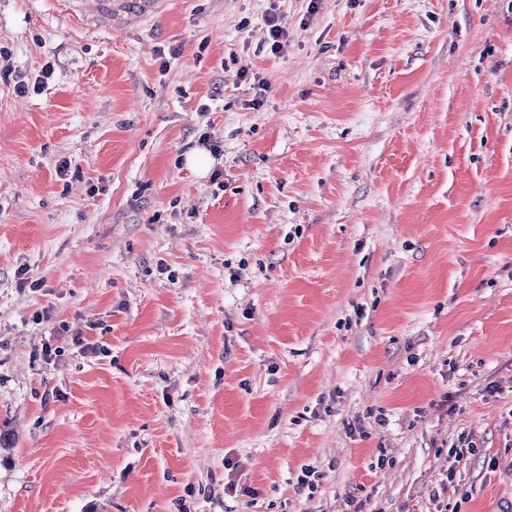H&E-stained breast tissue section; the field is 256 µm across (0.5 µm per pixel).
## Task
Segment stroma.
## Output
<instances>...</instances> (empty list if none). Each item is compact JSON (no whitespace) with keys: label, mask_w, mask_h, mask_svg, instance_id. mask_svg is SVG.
Instances as JSON below:
<instances>
[{"label":"stroma","mask_w":512,"mask_h":512,"mask_svg":"<svg viewBox=\"0 0 512 512\" xmlns=\"http://www.w3.org/2000/svg\"><path fill=\"white\" fill-rule=\"evenodd\" d=\"M0 46V512H512V0Z\"/></svg>","instance_id":"stroma-1"}]
</instances>
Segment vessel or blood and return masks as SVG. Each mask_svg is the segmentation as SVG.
Masks as SVG:
<instances>
[{
	"label": "vessel or blood",
	"mask_w": 512,
	"mask_h": 512,
	"mask_svg": "<svg viewBox=\"0 0 512 512\" xmlns=\"http://www.w3.org/2000/svg\"><path fill=\"white\" fill-rule=\"evenodd\" d=\"M65 16L86 19L92 29L111 28L115 21L140 23L167 13L172 0H62Z\"/></svg>",
	"instance_id": "1"
}]
</instances>
